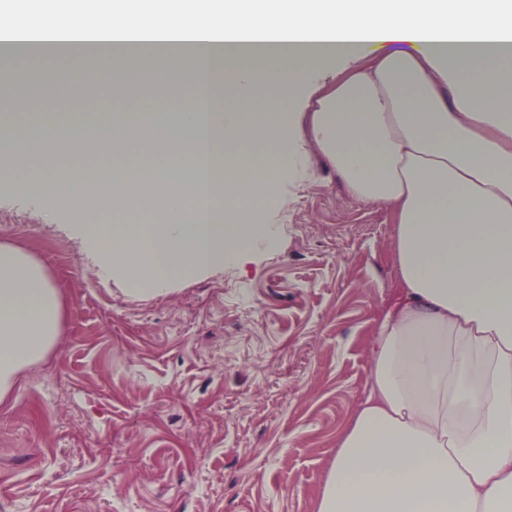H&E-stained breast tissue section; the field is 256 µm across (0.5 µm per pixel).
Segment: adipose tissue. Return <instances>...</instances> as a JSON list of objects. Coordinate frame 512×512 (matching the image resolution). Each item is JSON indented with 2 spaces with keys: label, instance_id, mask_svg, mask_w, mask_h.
<instances>
[{
  "label": "adipose tissue",
  "instance_id": "1",
  "mask_svg": "<svg viewBox=\"0 0 512 512\" xmlns=\"http://www.w3.org/2000/svg\"><path fill=\"white\" fill-rule=\"evenodd\" d=\"M165 7L180 28H154ZM69 31L135 40L125 64L179 62L193 91L173 114L0 126L95 274L151 296L246 256L315 148L351 198L390 211L398 284L318 512H512V0H82ZM332 58L352 64L315 84ZM93 151L116 160L104 177ZM144 191L149 214L100 222ZM61 313L43 264L1 243L0 404Z\"/></svg>",
  "mask_w": 512,
  "mask_h": 512
}]
</instances>
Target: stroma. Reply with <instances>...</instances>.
<instances>
[{"mask_svg":"<svg viewBox=\"0 0 512 512\" xmlns=\"http://www.w3.org/2000/svg\"><path fill=\"white\" fill-rule=\"evenodd\" d=\"M69 93L52 113H171L189 92ZM285 182L281 234L239 266L139 298L89 270L18 174H0V242L41 261L61 335L0 405V512H316L337 437L366 393L375 323L396 288L385 208L323 159Z\"/></svg>","mask_w":512,"mask_h":512,"instance_id":"obj_1","label":"stroma"}]
</instances>
